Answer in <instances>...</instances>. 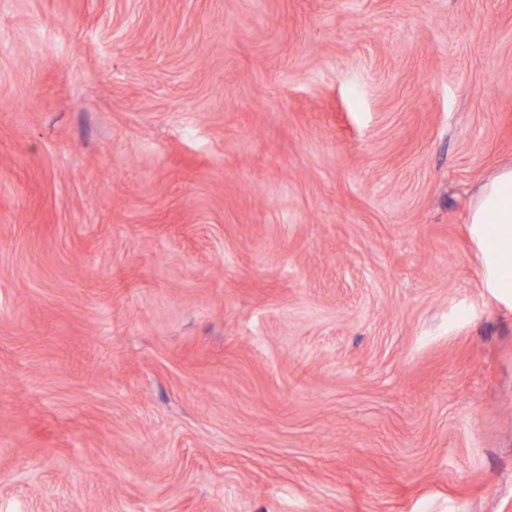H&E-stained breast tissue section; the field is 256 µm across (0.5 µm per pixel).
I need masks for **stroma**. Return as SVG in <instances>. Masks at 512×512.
I'll return each mask as SVG.
<instances>
[{"label":"stroma","mask_w":512,"mask_h":512,"mask_svg":"<svg viewBox=\"0 0 512 512\" xmlns=\"http://www.w3.org/2000/svg\"><path fill=\"white\" fill-rule=\"evenodd\" d=\"M512 0H0V512H512ZM465 222L480 243L489 287L512 289V164L476 187Z\"/></svg>","instance_id":"obj_1"}]
</instances>
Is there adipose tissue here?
Returning <instances> with one entry per match:
<instances>
[{
    "mask_svg": "<svg viewBox=\"0 0 512 512\" xmlns=\"http://www.w3.org/2000/svg\"><path fill=\"white\" fill-rule=\"evenodd\" d=\"M466 221L480 243L489 287L512 289V164L476 187Z\"/></svg>",
    "mask_w": 512,
    "mask_h": 512,
    "instance_id": "1",
    "label": "adipose tissue"
}]
</instances>
